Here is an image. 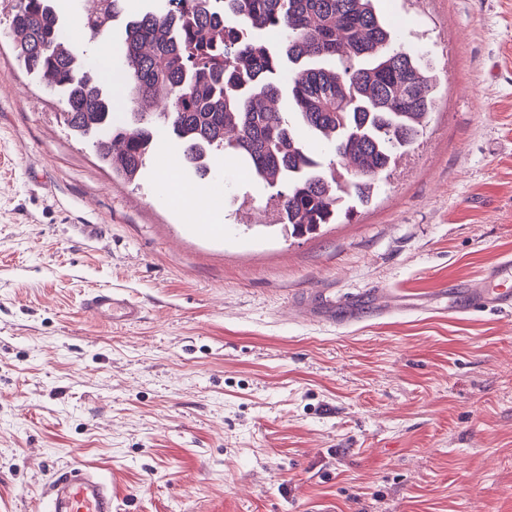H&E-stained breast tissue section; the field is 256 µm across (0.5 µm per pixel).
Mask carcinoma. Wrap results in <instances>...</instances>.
Wrapping results in <instances>:
<instances>
[{"label":"carcinoma","mask_w":512,"mask_h":512,"mask_svg":"<svg viewBox=\"0 0 512 512\" xmlns=\"http://www.w3.org/2000/svg\"><path fill=\"white\" fill-rule=\"evenodd\" d=\"M16 2V60L46 80L63 124L113 176L135 180L164 128L199 176L223 155L275 190L276 225L295 237L368 206L435 108L424 51L400 40L375 0H160L125 23L119 78L133 111L123 114L62 35L54 0ZM121 2L96 0L84 17L91 38L110 36ZM284 94L293 111L264 105Z\"/></svg>","instance_id":"cac0c4a2"}]
</instances>
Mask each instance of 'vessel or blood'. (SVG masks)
<instances>
[{"instance_id": "1", "label": "vessel or blood", "mask_w": 512, "mask_h": 512, "mask_svg": "<svg viewBox=\"0 0 512 512\" xmlns=\"http://www.w3.org/2000/svg\"><path fill=\"white\" fill-rule=\"evenodd\" d=\"M453 298L451 313L463 316L476 310L512 311V254H502L477 281L449 283ZM88 315L115 324H130L140 319L141 307L121 292L102 291L85 302ZM49 512H112V487L90 467L75 464L52 476Z\"/></svg>"}]
</instances>
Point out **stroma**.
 Wrapping results in <instances>:
<instances>
[{"instance_id":"35a3bbf8","label":"stroma","mask_w":512,"mask_h":512,"mask_svg":"<svg viewBox=\"0 0 512 512\" xmlns=\"http://www.w3.org/2000/svg\"><path fill=\"white\" fill-rule=\"evenodd\" d=\"M0 0V512H47L53 472L112 484L114 512H512V312L374 316V288L441 303L512 252V0H376L427 53L438 107L373 205L317 234L269 226V192L218 156L205 179L166 132L114 180L19 68ZM55 0L104 81L123 66ZM176 188H161L159 164ZM207 197L196 224L193 200ZM96 225L87 237L85 225ZM143 310L114 326L85 296ZM358 300L305 318L321 292ZM84 312L88 315L112 322L131 324L141 318L142 308L133 304L119 291H102L86 299Z\"/></svg>"}]
</instances>
